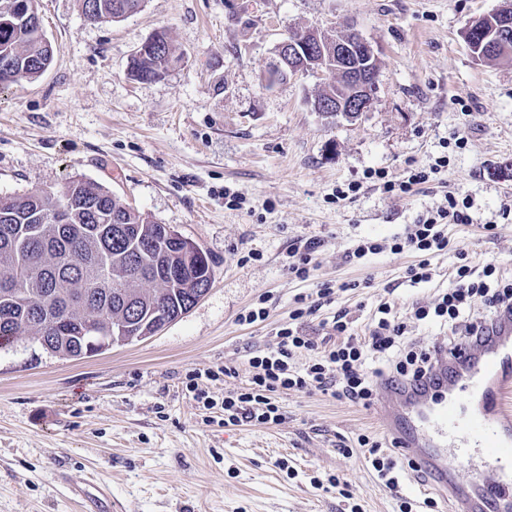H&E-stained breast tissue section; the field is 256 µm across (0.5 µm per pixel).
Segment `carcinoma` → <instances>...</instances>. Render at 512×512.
<instances>
[{"mask_svg": "<svg viewBox=\"0 0 512 512\" xmlns=\"http://www.w3.org/2000/svg\"><path fill=\"white\" fill-rule=\"evenodd\" d=\"M25 2L23 10L6 16L0 12V62H9L14 83L40 77L54 59L50 41L32 19L37 0ZM80 2L83 15L115 22L135 12L141 0ZM498 16L496 10L484 17L481 31L468 42L471 52L486 43ZM158 41L132 54L127 68L131 79H160L180 61L166 34H159ZM10 83L0 82V91ZM344 94L345 86L333 81L315 101L334 103ZM63 189L70 201L65 224L40 223L41 212L54 206V191L0 195V349L26 336L64 358H88L97 351L88 348L83 334L80 296L91 310L109 313L112 335L119 336L126 317L134 313L142 321L156 311L170 315L182 309L195 293L190 278L212 283L208 260L191 265L182 277H161L163 262H181L186 242L180 234H164L165 225L143 218L94 181L71 179ZM68 303L73 310L62 321L61 308Z\"/></svg>", "mask_w": 512, "mask_h": 512, "instance_id": "1", "label": "carcinoma"}]
</instances>
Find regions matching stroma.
<instances>
[{"label": "stroma", "mask_w": 512, "mask_h": 512, "mask_svg": "<svg viewBox=\"0 0 512 512\" xmlns=\"http://www.w3.org/2000/svg\"><path fill=\"white\" fill-rule=\"evenodd\" d=\"M504 0H142L118 22L84 19L79 0H38L54 48L50 68L0 93V193L103 185L149 220L208 254L206 295L153 336L66 359L22 338L0 350V512H80L68 487L112 490V512H399L430 493L405 471L398 493L340 444L391 439L375 408L319 392H279L277 424L221 426L225 395L246 387L250 357L275 347L297 295L352 283L320 322L346 309L364 335L380 302L398 316L433 305L458 249L471 266L512 276V62L484 63L464 32ZM354 28L378 59L372 109L328 122L311 103L315 74L266 89L287 34ZM166 33L182 59L161 79L128 77L132 53ZM448 158L470 203L448 227L431 281L411 283L414 253L347 261L365 236L388 238L444 200L430 183L407 196L371 187L335 201L337 187L382 169L400 177ZM243 199L232 205L225 192ZM320 240L308 281L287 269L291 242ZM265 301L266 320L240 323ZM229 366L233 375H221ZM216 378H208V371ZM213 402L205 409L190 376ZM346 482L348 497L334 480Z\"/></svg>", "instance_id": "stroma-1"}]
</instances>
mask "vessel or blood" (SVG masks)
I'll return each instance as SVG.
<instances>
[{
	"mask_svg": "<svg viewBox=\"0 0 512 512\" xmlns=\"http://www.w3.org/2000/svg\"><path fill=\"white\" fill-rule=\"evenodd\" d=\"M484 343L440 353L430 374L380 383L381 423L458 512H512V312L494 317ZM463 385L479 407H460ZM83 512H112L106 487H74Z\"/></svg>",
	"mask_w": 512,
	"mask_h": 512,
	"instance_id": "1",
	"label": "vessel or blood"
}]
</instances>
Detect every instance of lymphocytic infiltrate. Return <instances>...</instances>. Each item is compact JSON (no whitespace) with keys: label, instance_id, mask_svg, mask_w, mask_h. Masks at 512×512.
<instances>
[{"label":"lymphocytic infiltrate","instance_id":"lymphocytic-infiltrate-1","mask_svg":"<svg viewBox=\"0 0 512 512\" xmlns=\"http://www.w3.org/2000/svg\"><path fill=\"white\" fill-rule=\"evenodd\" d=\"M447 170L448 159L442 156L428 167L410 170L399 178L389 176L383 170L367 171L365 178L385 193L402 196ZM468 208V201L461 198L458 189L449 187L443 203L419 215L416 223L407 225L403 233L387 239L361 238L346 257L354 261L386 251L394 254L410 251L419 257L418 262L407 270L411 282L429 281L432 258L448 249L449 225L470 223ZM457 255L458 262L450 274L448 291L434 306L418 304L410 312L412 319L447 326L448 345L452 348L478 342L482 325L489 323L498 310L512 308L511 279H504L492 265L485 266L482 272H475L465 250H458ZM334 293V286L324 283L315 295L296 297L292 321L278 330L276 347L264 355L251 357L248 364L252 375L247 387L225 396V425L279 423L283 415L274 401L278 392L319 391L336 400L367 407L376 399L380 377L405 378L431 372L438 345L408 343L406 321L393 315L390 304L385 302L379 305L378 318L362 337L353 336L348 310H337L332 319L324 323L334 342L326 347L319 346L316 337L306 333L301 321L331 305ZM476 297L481 299L483 308L473 315L469 309ZM304 350L316 352L317 357L300 368L295 357ZM357 444L366 467L386 488L397 490L401 473L396 460L383 452L382 442L363 434L358 437Z\"/></svg>","mask_w":512,"mask_h":512}]
</instances>
